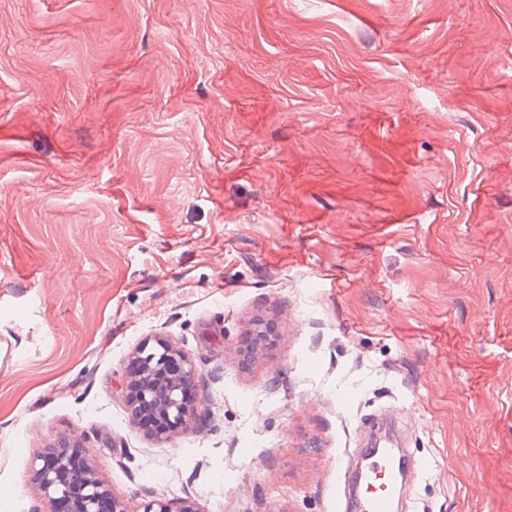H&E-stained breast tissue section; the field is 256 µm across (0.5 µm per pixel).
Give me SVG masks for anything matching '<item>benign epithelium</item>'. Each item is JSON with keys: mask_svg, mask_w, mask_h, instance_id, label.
<instances>
[{"mask_svg": "<svg viewBox=\"0 0 512 512\" xmlns=\"http://www.w3.org/2000/svg\"><path fill=\"white\" fill-rule=\"evenodd\" d=\"M139 371L128 375L137 386V397L130 402L131 421L143 425L142 412L151 411L166 418L171 427L188 430L196 413L185 404L183 392L194 386L196 368L190 358L172 343L158 339L151 348L137 351ZM76 443L62 441L43 449L33 468L32 480L37 490L51 504L62 503L74 487L81 489L80 512H102V502H110V512H128L126 505L109 495L91 464L72 461L70 448ZM138 512H199L195 502L185 498L153 497L141 503Z\"/></svg>", "mask_w": 512, "mask_h": 512, "instance_id": "1", "label": "benign epithelium"}]
</instances>
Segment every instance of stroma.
<instances>
[{"instance_id": "1", "label": "stroma", "mask_w": 512, "mask_h": 512, "mask_svg": "<svg viewBox=\"0 0 512 512\" xmlns=\"http://www.w3.org/2000/svg\"><path fill=\"white\" fill-rule=\"evenodd\" d=\"M2 338L0 512L63 439L131 505L336 512L382 417L398 512H512V0H0ZM135 362L139 371L128 375L129 382L137 386V397L130 402L132 423L144 426L142 412L151 411L166 418L170 429H190L196 413L182 397L187 388L194 386L197 375L190 358L172 343L158 339L151 348L139 349ZM172 365L177 367L176 372L169 371ZM170 429L155 434L162 440Z\"/></svg>"}]
</instances>
